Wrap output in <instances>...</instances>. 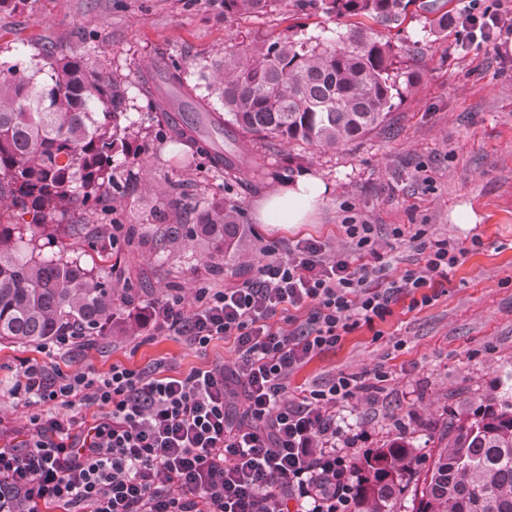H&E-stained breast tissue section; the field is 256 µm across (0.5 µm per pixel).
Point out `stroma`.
Masks as SVG:
<instances>
[{"instance_id":"1","label":"stroma","mask_w":512,"mask_h":512,"mask_svg":"<svg viewBox=\"0 0 512 512\" xmlns=\"http://www.w3.org/2000/svg\"><path fill=\"white\" fill-rule=\"evenodd\" d=\"M492 2L448 0L444 37L431 31L425 11L410 6L390 38L414 85L383 126L336 150L276 144L266 151L263 176L246 170L229 183L201 155L160 137L141 77L176 58L185 82L211 96L216 108L210 75L225 47L255 33L323 39L346 32L347 20L328 18L306 0L230 18L224 0H29L24 10L0 13L1 60L24 68L48 47L87 54L124 78L127 122L144 148L135 161L115 156L119 189L101 204L122 226L121 251L106 259L86 240L66 236L43 249L49 255L62 247L85 267L106 269L115 297L135 296L138 308L123 310L111 335L65 355L48 356L38 345H0V420L24 428L32 415L50 412L4 395L27 360L98 375L116 363L137 370L160 365L174 376L216 361L232 365L231 343L217 339L200 350L155 333L141 307L251 279L266 246L313 237L346 249L343 222L351 215L376 226V246L390 254L393 276L420 261L409 242L390 237L397 225H417L429 240L448 239L462 256L435 286L431 305L413 310L409 299H400L378 330L356 329L291 374L288 392L342 373L386 371L379 390L339 409L356 454L404 436L428 467L434 435L449 412L475 410L512 373V33L473 43L459 21ZM303 174L327 189L308 223H259L257 208L270 191ZM223 197L240 207L231 249L221 254L206 240L166 241V225L191 223L193 209Z\"/></svg>"}]
</instances>
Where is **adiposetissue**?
<instances>
[{"label": "adipose tissue", "mask_w": 512, "mask_h": 512, "mask_svg": "<svg viewBox=\"0 0 512 512\" xmlns=\"http://www.w3.org/2000/svg\"><path fill=\"white\" fill-rule=\"evenodd\" d=\"M326 188L318 179L300 176L293 184L267 196L261 204L258 219L263 224H302L325 195Z\"/></svg>", "instance_id": "1"}]
</instances>
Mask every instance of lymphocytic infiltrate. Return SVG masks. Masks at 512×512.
Instances as JSON below:
<instances>
[{
    "mask_svg": "<svg viewBox=\"0 0 512 512\" xmlns=\"http://www.w3.org/2000/svg\"><path fill=\"white\" fill-rule=\"evenodd\" d=\"M344 228L349 251L329 255L313 238L269 247L254 278L196 288L189 308L179 296L151 308L155 331L201 349L232 341V366L171 377L116 364L95 376L24 363L11 395L54 413L33 415L24 434L0 431V512H354L353 439L336 408L365 386L341 374L292 396L288 377L401 297L427 306L433 277L459 257L448 239L396 226L391 237L424 264L393 278L374 225L350 216Z\"/></svg>",
    "mask_w": 512,
    "mask_h": 512,
    "instance_id": "1",
    "label": "lymphocytic infiltrate"
}]
</instances>
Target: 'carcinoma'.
Returning <instances> with one entry per match:
<instances>
[{
    "label": "carcinoma",
    "mask_w": 512,
    "mask_h": 512,
    "mask_svg": "<svg viewBox=\"0 0 512 512\" xmlns=\"http://www.w3.org/2000/svg\"><path fill=\"white\" fill-rule=\"evenodd\" d=\"M281 0H224V15L263 12ZM329 17L350 20V33L325 40L252 35L225 48L214 90L236 131L271 146L276 141L338 149L383 124L403 95L390 40L367 25L397 29L415 0H312ZM436 33H448V13L435 3ZM172 97L156 96L154 77L141 81L162 135L205 155L225 177L256 166L247 146L224 156L216 139L225 122L193 100L181 65L159 74ZM128 87L114 73L74 54L46 51L33 66L0 62V208L18 212L0 223V340L41 344L70 331L85 337L112 332L118 307L107 276L63 252L44 255L37 241L61 231L58 216L74 205L96 207L115 186L112 156L136 157L137 133L123 123ZM239 206L216 200L197 222L169 238L224 243ZM414 446L394 441L355 467V512H397L411 480L413 512H512V382L472 412L451 411L435 456L417 470Z\"/></svg>",
    "instance_id": "cac0c4a2"
}]
</instances>
